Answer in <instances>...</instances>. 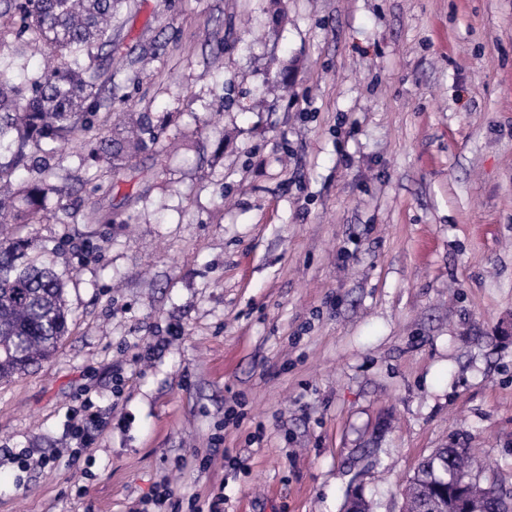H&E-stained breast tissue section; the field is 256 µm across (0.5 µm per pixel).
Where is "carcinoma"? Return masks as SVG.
<instances>
[{
	"instance_id": "cac0c4a2",
	"label": "carcinoma",
	"mask_w": 512,
	"mask_h": 512,
	"mask_svg": "<svg viewBox=\"0 0 512 512\" xmlns=\"http://www.w3.org/2000/svg\"><path fill=\"white\" fill-rule=\"evenodd\" d=\"M117 0H0V224H41L45 200L68 196L50 182L46 156L58 146L95 145V158L115 168L162 134L163 120L147 112L127 114L123 128L107 135L112 118V72L90 70L85 58L96 48L112 56V14ZM41 43L59 63H48L39 77L16 83L11 72L22 67L26 50ZM34 172L25 183L18 171ZM71 223L97 224L103 217L88 203L65 213ZM66 281L53 265L29 256L22 237L0 241V380L49 358L69 332ZM469 449L437 448L424 458L406 488L403 512H497L502 493L470 477ZM465 474L462 488L440 484L446 474Z\"/></svg>"
}]
</instances>
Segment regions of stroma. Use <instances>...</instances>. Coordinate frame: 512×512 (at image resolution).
<instances>
[{
  "mask_svg": "<svg viewBox=\"0 0 512 512\" xmlns=\"http://www.w3.org/2000/svg\"><path fill=\"white\" fill-rule=\"evenodd\" d=\"M112 35L113 111L171 123L51 159L112 223L0 224L70 308L0 382V512H402L449 443L512 493V0H119ZM154 502L164 510L162 512H184L183 499L172 491L169 484L163 483L156 491L154 497L147 503Z\"/></svg>",
  "mask_w": 512,
  "mask_h": 512,
  "instance_id": "1",
  "label": "stroma"
}]
</instances>
